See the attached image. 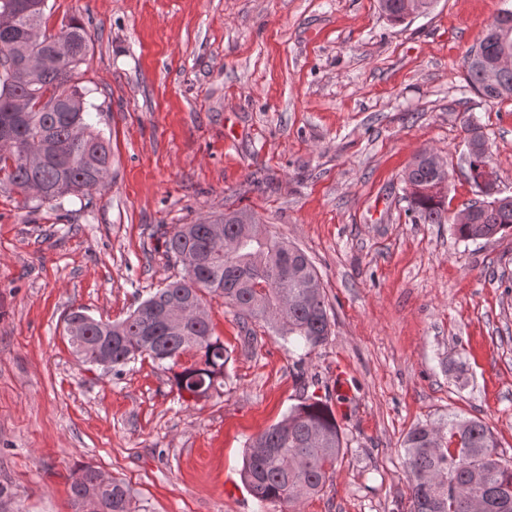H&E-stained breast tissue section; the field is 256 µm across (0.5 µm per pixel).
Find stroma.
I'll list each match as a JSON object with an SVG mask.
<instances>
[{
  "instance_id": "obj_1",
  "label": "stroma",
  "mask_w": 512,
  "mask_h": 512,
  "mask_svg": "<svg viewBox=\"0 0 512 512\" xmlns=\"http://www.w3.org/2000/svg\"><path fill=\"white\" fill-rule=\"evenodd\" d=\"M503 0H435L391 23L378 0H47L92 43L74 74L109 140L106 188L42 202L0 183V512H74L72 470L98 468L136 512H411L402 442L480 418L512 461V229L460 239L416 224L401 177L433 153L458 213L481 200L464 161L476 124L512 196V99L470 91L463 61ZM237 210L299 246L333 320L310 349L204 296L230 360L210 397L143 358L82 364L80 307L125 319L183 266L164 240ZM347 447L323 492L260 506L248 444L303 399Z\"/></svg>"
}]
</instances>
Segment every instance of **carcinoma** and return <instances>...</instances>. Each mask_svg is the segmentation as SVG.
Segmentation results:
<instances>
[{
	"label": "carcinoma",
	"instance_id": "carcinoma-1",
	"mask_svg": "<svg viewBox=\"0 0 512 512\" xmlns=\"http://www.w3.org/2000/svg\"><path fill=\"white\" fill-rule=\"evenodd\" d=\"M394 24L408 18L405 0H379ZM36 9L13 23L11 44L0 55L13 65L0 70V173L11 185L43 201L84 194L108 184L112 165L109 143L88 122L87 91L73 84L91 36L71 17L61 34L70 39L71 60L64 67L38 61L51 58L57 35L41 33L32 41L31 25L41 26ZM512 54V7L488 24L465 59L467 87L487 101L512 98V67L499 68L504 51ZM470 177L478 182L485 164V139L467 124ZM448 181V170L423 154L404 172L408 213L416 224L450 222L445 195L432 187ZM468 207L471 223L456 224L463 240H489L512 229V201L499 196L493 183ZM243 213L198 224H181L165 240L166 251L182 264L184 274L157 289L120 323H87L83 309L67 314L66 332L73 352L89 365L110 359L117 371L140 357L160 364L177 362L187 350L199 358L174 373L178 392L207 398L224 383L229 355L214 336L202 306V294L224 299L244 319L265 321L284 336L316 347L329 336L331 321L319 274L299 248L270 235L250 219L252 236L228 252L224 241L242 233ZM440 426L417 425L403 439L412 512H512V463L496 452L493 431L480 418L448 417ZM345 442L333 410L315 400L293 406L278 423L251 441L242 478L253 497L267 503L296 504L318 495L343 456ZM97 469L83 465L72 473L71 497L78 510L93 497L100 512H133L131 490L123 482H98Z\"/></svg>",
	"mask_w": 512,
	"mask_h": 512
}]
</instances>
